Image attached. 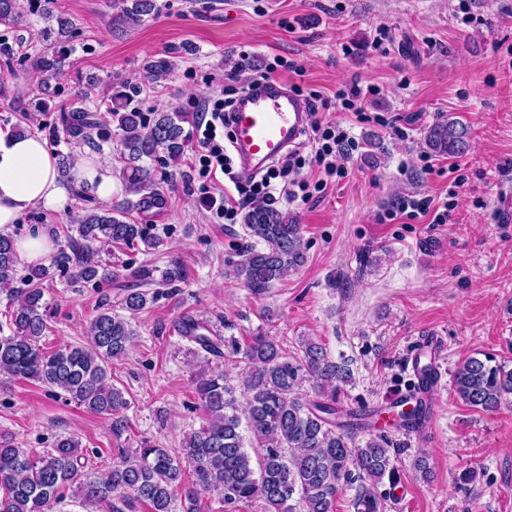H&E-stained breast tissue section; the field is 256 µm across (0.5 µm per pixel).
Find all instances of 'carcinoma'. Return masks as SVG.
I'll return each mask as SVG.
<instances>
[{
    "label": "carcinoma",
    "instance_id": "obj_1",
    "mask_svg": "<svg viewBox=\"0 0 512 512\" xmlns=\"http://www.w3.org/2000/svg\"><path fill=\"white\" fill-rule=\"evenodd\" d=\"M115 20L123 27H136L156 10L155 0H113ZM20 0H0V24L22 22ZM64 51L45 48L32 60V68L48 80L61 68ZM112 123L119 132L123 162L119 177L126 190L141 195L137 206L146 212L162 209L164 195L155 188L145 162L156 161L177 170L186 149L189 117L177 110H157L151 117L128 105L120 91L106 102ZM57 126L69 145L104 140L103 122L81 100L61 107ZM470 128L458 119H442L424 134L427 153L454 157L469 148ZM247 234L255 244L247 245L233 262L234 274L255 294H262L289 271L305 262L302 227L273 206H256L243 217ZM156 250L162 241L146 225L132 220L125 208L92 209L67 235L52 263L34 267L22 277L24 287L11 289L8 328L0 334V376L32 379L59 390L87 411L112 419V433L122 434L128 420L124 393L109 382L112 361L128 351L133 329L130 322L106 309L89 326L86 346L61 344L51 351L40 345L47 330L48 304L42 282L60 269H69L83 281L106 283L119 276L117 268L103 262L101 254L122 245ZM18 257L14 238L0 233V283L17 279ZM184 278L176 260L161 273L163 285ZM154 296L140 288H127L121 308L135 314ZM181 337L195 345L193 353L207 368L196 376V392L205 412L199 429L186 437L175 452L151 440H143L133 451L121 450L112 467L87 473L84 454L73 436L57 439L41 453L0 440V512H52L63 492L75 488L85 512H96L106 504L111 512H128L137 504L149 512H172L173 492L183 489L184 512H198L204 492H216L225 503L237 505L260 500L265 512H333V502L343 485H356V512H386V499L375 486L388 479L395 483L396 448L389 435L372 433L362 444L355 442L353 424L340 422L336 393L325 392L349 377L346 362L334 361L326 349L305 342L288 353L266 336H254L244 346L226 344L207 321L184 315L175 324ZM242 355L246 365L239 390L246 398L239 414L234 386L212 360ZM317 387L316 396L299 393L303 382ZM452 389L466 405L487 413L497 411L512 396V369L493 358L470 357L456 370ZM247 421L260 449L257 460L244 446L241 421ZM298 505H290L294 495Z\"/></svg>",
    "mask_w": 512,
    "mask_h": 512
}]
</instances>
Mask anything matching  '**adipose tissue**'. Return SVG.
<instances>
[{
  "label": "adipose tissue",
  "mask_w": 512,
  "mask_h": 512,
  "mask_svg": "<svg viewBox=\"0 0 512 512\" xmlns=\"http://www.w3.org/2000/svg\"><path fill=\"white\" fill-rule=\"evenodd\" d=\"M73 175L102 202L112 199V176L106 160L80 157ZM69 189L60 179L57 161L45 140L35 135L0 136V228L18 223L34 205L66 211Z\"/></svg>",
  "instance_id": "obj_1"
}]
</instances>
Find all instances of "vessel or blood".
I'll use <instances>...</instances> for the list:
<instances>
[{"mask_svg": "<svg viewBox=\"0 0 512 512\" xmlns=\"http://www.w3.org/2000/svg\"><path fill=\"white\" fill-rule=\"evenodd\" d=\"M308 123L306 102L289 92L281 80L266 81L258 91L246 95L232 113L234 146L242 169L250 174L264 169L299 143ZM439 349L438 337L424 338L416 357L410 361L414 388L386 401L390 411L409 403L419 406L420 415L413 425L417 431L431 429L437 412L434 395L439 385Z\"/></svg>", "mask_w": 512, "mask_h": 512, "instance_id": "b4317fda", "label": "vessel or blood"}]
</instances>
